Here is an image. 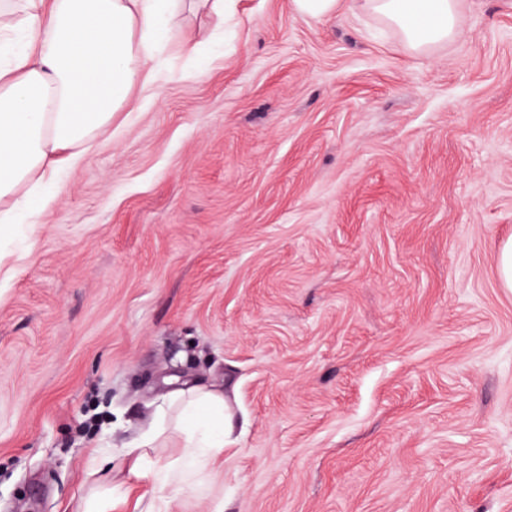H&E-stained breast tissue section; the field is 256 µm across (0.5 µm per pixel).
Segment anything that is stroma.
Returning <instances> with one entry per match:
<instances>
[{
	"instance_id": "1",
	"label": "stroma",
	"mask_w": 512,
	"mask_h": 512,
	"mask_svg": "<svg viewBox=\"0 0 512 512\" xmlns=\"http://www.w3.org/2000/svg\"><path fill=\"white\" fill-rule=\"evenodd\" d=\"M459 13L426 53L362 0L170 29L0 227V512L163 496L120 447L185 384L230 421L168 512H512V0ZM291 5L298 16L322 18L335 14L340 0H291Z\"/></svg>"
}]
</instances>
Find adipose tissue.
Listing matches in <instances>:
<instances>
[{
  "label": "adipose tissue",
  "mask_w": 512,
  "mask_h": 512,
  "mask_svg": "<svg viewBox=\"0 0 512 512\" xmlns=\"http://www.w3.org/2000/svg\"><path fill=\"white\" fill-rule=\"evenodd\" d=\"M185 0H0V34L22 29L24 45L0 63V201L21 184L30 195L60 165L76 163L78 147L127 108L138 84L154 74L156 43ZM417 52L462 37L457 0H364ZM178 409V457L161 467V483L178 491L199 462L224 451V395L178 389L156 405L152 421L121 451L140 474Z\"/></svg>",
  "instance_id": "adipose-tissue-1"
}]
</instances>
